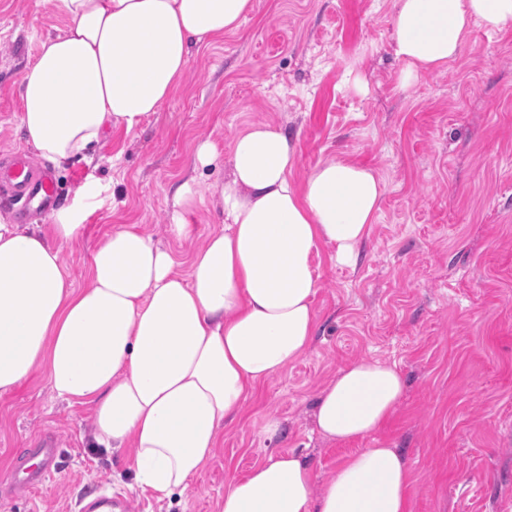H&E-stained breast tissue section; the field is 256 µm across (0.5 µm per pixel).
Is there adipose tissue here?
<instances>
[{"mask_svg": "<svg viewBox=\"0 0 512 512\" xmlns=\"http://www.w3.org/2000/svg\"><path fill=\"white\" fill-rule=\"evenodd\" d=\"M63 34L40 43L21 78L20 128L54 165L88 158L109 132H136L177 89L193 47L239 28L253 0H55ZM395 55L403 84L443 71L472 24L512 23V0H396ZM200 140L193 176L172 193L177 236L200 190L218 200L222 227L181 273L168 250L131 226L107 234L88 285L75 288L64 244L82 228L87 198L28 231L0 219V395L45 371L56 394L92 410V445L134 449L140 489H186L212 457L226 423L256 389L284 372L316 334L320 288L314 257L332 247L356 265L385 184L371 168L319 162L302 183L290 174L287 132L254 123L232 148L228 180L200 185L222 163ZM405 389L396 366L365 358L341 368L318 394L314 419L331 442L376 437L324 483L294 452L270 455L231 477L218 512H410L411 470L378 434Z\"/></svg>", "mask_w": 512, "mask_h": 512, "instance_id": "obj_1", "label": "adipose tissue"}]
</instances>
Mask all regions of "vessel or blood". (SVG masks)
<instances>
[{
	"label": "vessel or blood",
	"instance_id": "obj_1",
	"mask_svg": "<svg viewBox=\"0 0 512 512\" xmlns=\"http://www.w3.org/2000/svg\"><path fill=\"white\" fill-rule=\"evenodd\" d=\"M12 167L5 173L4 178L11 190V202L18 219H26L32 206L49 210L55 199V184L49 172L36 168L22 153L15 154ZM42 462L38 468L31 469L17 465L8 485L0 484V493L5 488L31 489L37 487L46 473L55 465L57 448L52 441H44L37 450Z\"/></svg>",
	"mask_w": 512,
	"mask_h": 512
}]
</instances>
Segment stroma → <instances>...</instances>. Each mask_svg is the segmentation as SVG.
Returning a JSON list of instances; mask_svg holds the SVG:
<instances>
[{
    "label": "stroma",
    "instance_id": "1",
    "mask_svg": "<svg viewBox=\"0 0 512 512\" xmlns=\"http://www.w3.org/2000/svg\"><path fill=\"white\" fill-rule=\"evenodd\" d=\"M394 0H254L233 32L195 49L180 87L131 134L111 133L93 163L54 168L59 204L88 177L98 203L61 257L75 287L88 284L104 236L134 225L171 250L180 272L216 231L214 197L189 219L195 237L168 231L171 189L188 177L199 140L231 155L238 133L265 122L293 140L302 182L320 161L375 170L386 191L355 267L320 248L318 332L306 354L263 384L225 425L184 493L141 491L132 449L91 447L89 408L56 397L44 373L0 396V482L14 451L56 439L58 466L37 488L0 495V512H78L105 483L128 512H217L231 475L293 451L317 482L361 444L323 439L316 396L360 358L396 365L406 386L382 433L411 469V512H512V24L473 26L446 70L400 82ZM66 17L49 0H0V158L28 146L19 126L21 75ZM366 86L356 91L354 77ZM278 420L277 434L266 433Z\"/></svg>",
    "mask_w": 512,
    "mask_h": 512
}]
</instances>
